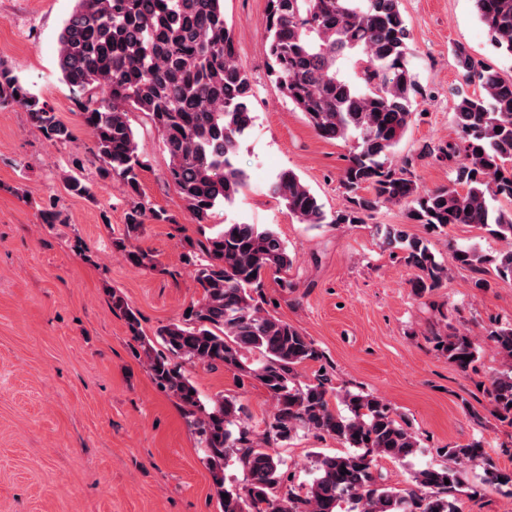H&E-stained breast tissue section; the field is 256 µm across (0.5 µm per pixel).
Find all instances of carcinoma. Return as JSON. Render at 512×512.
<instances>
[{
	"label": "carcinoma",
	"instance_id": "carcinoma-1",
	"mask_svg": "<svg viewBox=\"0 0 512 512\" xmlns=\"http://www.w3.org/2000/svg\"><path fill=\"white\" fill-rule=\"evenodd\" d=\"M493 46L512 60V0H474ZM269 68L277 91L326 140L353 141L342 184L350 207L329 215L292 169L281 170L270 194L301 224H362L382 204H405L408 218L430 228L475 224L512 238V211L494 205L512 200V77L455 49L465 81L480 92L456 105L458 140L423 145L420 156L454 164V183L424 195L409 163L396 148L415 116L417 83L408 66L409 31L399 0H268L264 21ZM352 62L355 78L343 75ZM62 80L77 93L82 123L94 143L104 178L116 180L130 199L126 238L115 249L132 266H154L151 253L134 244L146 217L170 224L162 211H147L140 200L139 152L130 113L146 114L161 134L169 157L167 180L178 189L196 223L220 205L231 206L248 185L235 163L240 141L254 124L253 87L238 63L224 0H76L58 39ZM26 110L31 123L54 142L71 132L47 102L31 93L0 62V107ZM369 194L362 195L360 191ZM383 245L406 252L417 270L422 295L442 286L446 270L423 240L401 227L378 229ZM204 259L186 256L203 289L201 300L181 318L161 325L155 335L167 355L149 358L156 385L182 408L205 448V459L220 492L222 512H461L457 497L466 485L464 462L485 463V482L512 483V472L497 469L471 442L448 448L446 463L414 476V487L384 483L377 460L404 461L419 451L409 428L377 396L344 391L348 414L331 406L325 373L300 380L301 369L320 360L313 340L261 307L253 292L266 274L286 273L293 258L271 228L229 223L206 238ZM458 262L478 274L474 287L490 286L485 275L512 279V249L495 256L475 248L459 251ZM486 338L508 369L492 379L490 395L499 419L512 424V324H490ZM448 362L465 371L478 360L475 340L466 333L436 334ZM263 360L248 362L246 353ZM178 357L211 369L223 366L266 388L274 403L258 448L239 425L241 408L233 398L204 404L196 387L170 362ZM470 360L465 361L463 357ZM299 426L326 432L351 449L344 455L319 454L312 483L300 491L285 485L282 460L271 445L290 438ZM236 459L247 473L241 487L224 486V466Z\"/></svg>",
	"mask_w": 512,
	"mask_h": 512
}]
</instances>
